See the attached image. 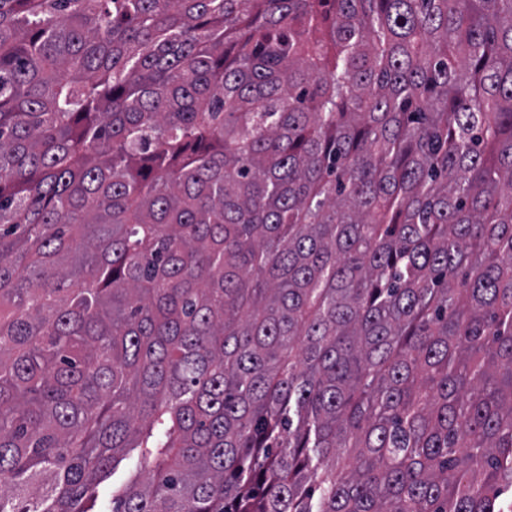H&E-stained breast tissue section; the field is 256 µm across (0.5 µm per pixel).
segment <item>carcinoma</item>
Instances as JSON below:
<instances>
[{
	"label": "carcinoma",
	"instance_id": "obj_1",
	"mask_svg": "<svg viewBox=\"0 0 512 512\" xmlns=\"http://www.w3.org/2000/svg\"><path fill=\"white\" fill-rule=\"evenodd\" d=\"M502 512L512 0H0V512Z\"/></svg>",
	"mask_w": 512,
	"mask_h": 512
}]
</instances>
